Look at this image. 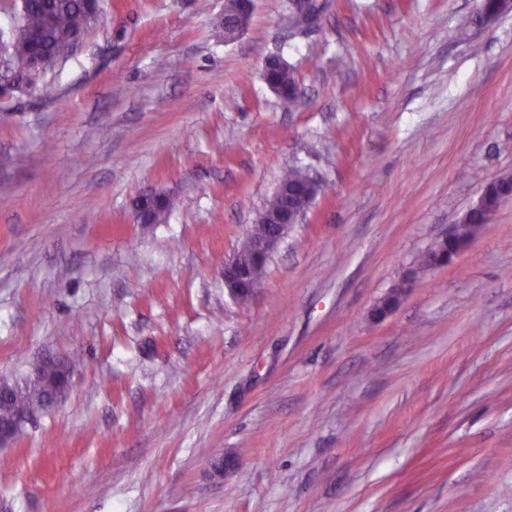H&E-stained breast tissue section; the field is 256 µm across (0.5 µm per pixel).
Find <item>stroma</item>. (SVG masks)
Here are the masks:
<instances>
[{
	"mask_svg": "<svg viewBox=\"0 0 512 512\" xmlns=\"http://www.w3.org/2000/svg\"><path fill=\"white\" fill-rule=\"evenodd\" d=\"M325 2L299 31L254 0L227 42L224 0H102L54 94L0 112V380L76 362L0 448V512H512V199L420 264L512 174V13ZM293 165L320 190L237 302L224 262ZM234 10L237 15V31L233 38L240 34L247 26L251 14V0H239L238 2H236ZM228 24L229 21L224 15L219 17L215 24V29L218 32L219 37L227 39Z\"/></svg>",
	"mask_w": 512,
	"mask_h": 512,
	"instance_id": "stroma-1",
	"label": "stroma"
}]
</instances>
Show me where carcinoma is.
Instances as JSON below:
<instances>
[{
    "mask_svg": "<svg viewBox=\"0 0 512 512\" xmlns=\"http://www.w3.org/2000/svg\"><path fill=\"white\" fill-rule=\"evenodd\" d=\"M11 27L12 34H0V55L9 59L13 72L24 70L26 60L37 46L43 51L46 67L51 68L69 57L75 39L89 30L86 0H17ZM308 180L303 169L290 167L283 173L280 184L304 188ZM511 195L512 177L503 175L485 188L483 209L494 210ZM482 223L483 213L469 210L458 227V237L463 241L469 239ZM3 386L9 388L11 384L5 382ZM47 394V387L41 381L33 380L23 389L13 388L10 399H0V421L43 405Z\"/></svg>",
    "mask_w": 512,
    "mask_h": 512,
    "instance_id": "carcinoma-1",
    "label": "carcinoma"
}]
</instances>
